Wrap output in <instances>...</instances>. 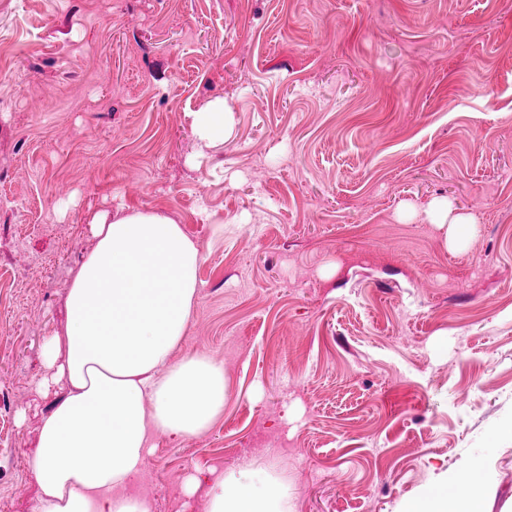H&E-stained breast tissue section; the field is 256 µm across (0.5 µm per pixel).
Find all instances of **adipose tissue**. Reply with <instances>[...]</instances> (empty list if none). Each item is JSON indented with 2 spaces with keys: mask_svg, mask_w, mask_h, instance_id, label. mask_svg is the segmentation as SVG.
<instances>
[{
  "mask_svg": "<svg viewBox=\"0 0 512 512\" xmlns=\"http://www.w3.org/2000/svg\"><path fill=\"white\" fill-rule=\"evenodd\" d=\"M223 99L196 113L205 143L230 130ZM94 248L72 274L65 328L43 357L67 393L43 417L32 459L40 493L32 512H152L127 491L146 467L154 432L193 437L224 407V367L174 359L198 294L203 255L171 218L153 211L101 212ZM494 475L480 457L434 474L396 512H488ZM205 512H288V493L250 463L217 475Z\"/></svg>",
  "mask_w": 512,
  "mask_h": 512,
  "instance_id": "adipose-tissue-1",
  "label": "adipose tissue"
}]
</instances>
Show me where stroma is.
<instances>
[{"instance_id":"1","label":"stroma","mask_w":512,"mask_h":512,"mask_svg":"<svg viewBox=\"0 0 512 512\" xmlns=\"http://www.w3.org/2000/svg\"><path fill=\"white\" fill-rule=\"evenodd\" d=\"M232 133L200 142L214 97ZM464 215L454 241L432 202ZM204 255L175 358L223 410L129 491L204 512L275 465L290 512H394L482 455L512 494V0H0V512H31L42 346L102 211ZM199 485L187 492L189 478Z\"/></svg>"}]
</instances>
